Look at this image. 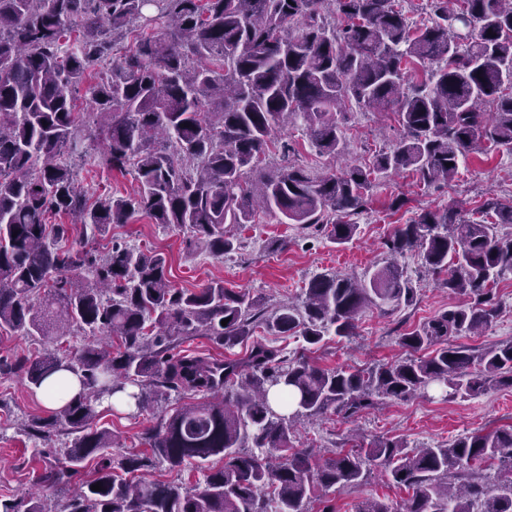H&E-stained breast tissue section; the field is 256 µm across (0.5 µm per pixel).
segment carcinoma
Here are the masks:
<instances>
[{"instance_id":"carcinoma-1","label":"carcinoma","mask_w":512,"mask_h":512,"mask_svg":"<svg viewBox=\"0 0 512 512\" xmlns=\"http://www.w3.org/2000/svg\"><path fill=\"white\" fill-rule=\"evenodd\" d=\"M398 2L0 0V340L93 338L0 362V375L32 390L62 370L80 383L24 428L32 440L65 437L62 458L37 474L40 491L0 498V512H305L315 490L350 489L374 466L408 491L402 512H512V480L482 473L512 474V427L435 448L378 439L324 459L291 441L303 418L355 417L433 383L468 396L512 386V342L456 343L499 312L489 284L512 273V234L499 231L512 224V202L488 194L481 219L451 206L425 211L396 229L392 259L369 276L317 274L300 303L271 311L221 282L173 287L159 253L102 254L73 237L75 224L95 238L141 214L222 258L235 250L231 228L277 211L290 224H325L345 243L377 175L409 171L429 186L451 180L480 143L512 146V0H427L433 21L415 29ZM157 19L161 33L144 34ZM414 64L429 66L424 79L409 78ZM93 70L92 111L82 112L73 89ZM348 104L393 112L400 141L337 173L261 165L291 118L318 154L336 157V114ZM97 140L108 167L133 175L135 198L93 200L77 186L76 162ZM51 214L71 223L50 224ZM412 249L426 272L448 271L442 287L468 302L403 335L411 355L394 363H311L308 346L354 335L364 309L413 302L396 260ZM261 326L301 337L302 353L287 360L257 342L218 360L182 348L203 336L232 349ZM129 386L130 416L188 393L209 400L159 415L149 450L115 462L116 435L97 426L98 407ZM193 462L195 488L141 479ZM73 485L60 509L46 495Z\"/></svg>"}]
</instances>
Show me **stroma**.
Here are the masks:
<instances>
[{
    "label": "stroma",
    "instance_id": "stroma-1",
    "mask_svg": "<svg viewBox=\"0 0 512 512\" xmlns=\"http://www.w3.org/2000/svg\"><path fill=\"white\" fill-rule=\"evenodd\" d=\"M338 120L345 134L342 157L318 154L301 123L292 120L278 129V144L271 150L269 164L336 171L349 163L368 161L401 137L389 112L354 106L339 114ZM76 170L78 186L90 195L111 193L131 198L136 194L132 175L114 171L100 160L78 164ZM490 191L503 201H512V150L483 143L460 161L457 174L446 183L426 186L408 172L377 178L367 208L358 218V231L345 244L334 243L324 226L284 224L279 216L268 213L260 214L256 223L238 231L237 250L221 259L188 247L186 231L152 223L142 215L113 226L97 243L104 252L118 245L163 254L175 287L194 289L219 281L233 290L261 296L268 307L274 308L300 296L316 274L361 278L372 273L386 260L385 243L399 225L410 223L424 211L446 206L471 211ZM397 198L403 201L398 208L393 205ZM399 262L415 285V303L389 313L368 308L360 316L353 336L325 337L309 352L311 362L323 368H364L375 362H395L408 354L399 343L403 333L460 303V296L442 288L436 278L422 277L417 252L405 253ZM493 288L500 313L481 335L464 338L466 346L482 349L512 342V274L497 279ZM46 413L40 396L32 393L21 378L0 377V497L19 498L32 492L37 472L62 448L63 437L36 443L21 430L29 418ZM157 417L154 410L135 418L102 410L99 426L120 437L113 458L146 451L145 436ZM510 425L511 386H499L476 397L459 394L452 398L447 397L445 389L435 387L404 401L382 400L376 408L351 419L330 414L302 420L296 425L293 445L325 458L333 450L348 448V439L355 432L368 441L384 437L402 440L411 448H427L477 429L490 431ZM327 497L336 512H357L369 500L381 501L392 512H399L407 492L377 472L363 484L329 491Z\"/></svg>",
    "mask_w": 512,
    "mask_h": 512
}]
</instances>
